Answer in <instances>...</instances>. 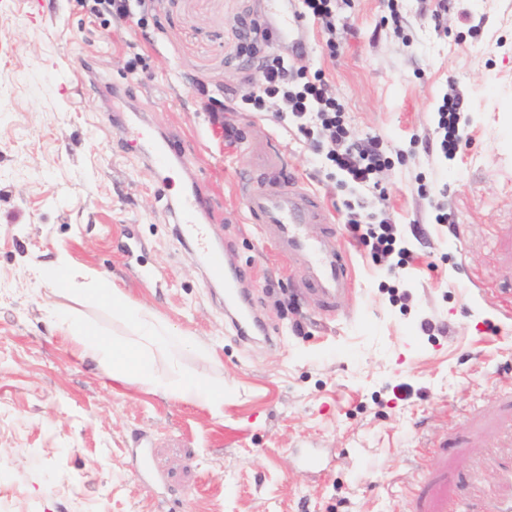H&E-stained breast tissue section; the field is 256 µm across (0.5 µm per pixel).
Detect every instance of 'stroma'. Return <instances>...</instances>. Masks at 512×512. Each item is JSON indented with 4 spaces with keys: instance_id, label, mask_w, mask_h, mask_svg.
Returning <instances> with one entry per match:
<instances>
[{
    "instance_id": "obj_1",
    "label": "stroma",
    "mask_w": 512,
    "mask_h": 512,
    "mask_svg": "<svg viewBox=\"0 0 512 512\" xmlns=\"http://www.w3.org/2000/svg\"><path fill=\"white\" fill-rule=\"evenodd\" d=\"M147 28L89 0H0V502L8 512H492L512 497V0H336L298 64L321 73L357 139L391 163L358 188L294 126L254 108L238 141L200 89L243 95L277 51L269 0H147ZM152 138L176 134L218 204L214 248L247 267L276 345L238 339L222 281L179 233V165L155 176L112 125L111 88ZM459 91L456 153L435 111ZM317 195L354 270L325 321L298 268L261 242L238 179L268 143ZM447 223H438L439 212ZM386 218L410 251L373 254L345 228ZM144 248L127 262L124 231ZM64 258L194 336L183 366L224 383V409L113 382L51 314L124 324L36 289ZM315 449L305 468L296 452ZM201 95L207 96V101H202V108L206 112H210L212 116L213 124H218L224 131V142L225 145H233V127L230 124V122L227 120V118L223 115V113L220 112H234L233 109H228L226 106L224 107V102L220 101L217 98H212L207 94L205 90H201ZM220 104L221 111H218L217 108H215L216 104Z\"/></svg>"
}]
</instances>
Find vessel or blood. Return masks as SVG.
Segmentation results:
<instances>
[{
  "mask_svg": "<svg viewBox=\"0 0 512 512\" xmlns=\"http://www.w3.org/2000/svg\"><path fill=\"white\" fill-rule=\"evenodd\" d=\"M264 26L275 38L284 55L297 56L304 45L306 18L298 0H272ZM174 145L169 138L152 142L145 150L146 157L157 172H164L171 162ZM284 167L279 149H272L271 160L257 163L241 188L244 209L252 223L258 224L265 242L281 255L304 268L302 281L327 317H335L342 297L350 286L346 255L335 233L316 237L303 233L307 224H326L330 218L315 194L301 185H281L276 174ZM218 207L213 197L204 191L199 181L178 203L174 217L187 233L203 242L207 239L206 221L215 220ZM211 267L215 278H228L231 283L230 303L226 314L243 340L258 339L272 342L268 325L262 321L248 302L241 288L248 272L235 266L231 256L212 255Z\"/></svg>",
  "mask_w": 512,
  "mask_h": 512,
  "instance_id": "obj_1",
  "label": "vessel or blood"
}]
</instances>
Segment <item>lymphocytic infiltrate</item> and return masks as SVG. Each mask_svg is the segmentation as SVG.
<instances>
[{"label": "lymphocytic infiltrate", "mask_w": 512, "mask_h": 512, "mask_svg": "<svg viewBox=\"0 0 512 512\" xmlns=\"http://www.w3.org/2000/svg\"><path fill=\"white\" fill-rule=\"evenodd\" d=\"M292 81V66L281 56H274L263 64L261 85L246 94L245 99L256 109L272 108L277 120H292L303 135H311L318 128L324 130L326 138L315 141V151L346 171L353 182L370 184L376 174L388 167V159L383 157L374 142L350 139L343 120L344 108L321 76H314L297 87L293 86ZM463 104V96L457 93L444 99L438 108L437 132L443 156L453 155L458 146L457 132ZM347 227L354 238L369 244L375 254L388 255L393 252L395 229L388 221L374 224L353 217L349 219Z\"/></svg>", "instance_id": "obj_1"}]
</instances>
